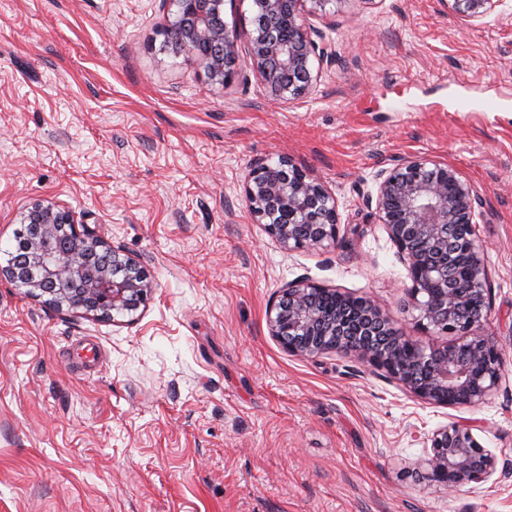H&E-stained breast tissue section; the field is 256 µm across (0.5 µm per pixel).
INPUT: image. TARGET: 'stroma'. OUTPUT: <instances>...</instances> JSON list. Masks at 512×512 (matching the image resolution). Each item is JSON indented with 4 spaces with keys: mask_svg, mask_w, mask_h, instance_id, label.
<instances>
[{
    "mask_svg": "<svg viewBox=\"0 0 512 512\" xmlns=\"http://www.w3.org/2000/svg\"><path fill=\"white\" fill-rule=\"evenodd\" d=\"M161 0H0V266L33 202L72 210L155 285L140 316L57 310L0 279V512H512V0L486 23L442 0H361L304 99L228 88L162 47ZM476 104L456 112V101ZM420 154L475 186L499 389L421 402L353 357L301 358L267 310L309 279L370 296L422 342L410 281L366 204ZM288 157L320 176L337 245L288 252L242 182ZM468 421L486 480L430 483L428 435Z\"/></svg>",
    "mask_w": 512,
    "mask_h": 512,
    "instance_id": "obj_1",
    "label": "stroma"
}]
</instances>
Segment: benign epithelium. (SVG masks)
I'll list each match as a JSON object with an SVG mask.
<instances>
[{"label": "benign epithelium", "instance_id": "1", "mask_svg": "<svg viewBox=\"0 0 512 512\" xmlns=\"http://www.w3.org/2000/svg\"><path fill=\"white\" fill-rule=\"evenodd\" d=\"M177 11L163 29L164 45L195 63L214 85L227 88L238 72V25L224 20L225 0H173ZM345 0H254L248 32L249 69L276 101L311 94L312 60L333 58L332 41L306 17ZM504 0H448V14L467 22L487 18ZM374 216L395 246L411 286L405 307L417 324L448 340L423 345L401 333L370 296L336 292L309 279L289 282L270 304L267 326L290 355L338 352L385 373L416 399L438 406H473L498 387L503 368L497 338L482 330L490 312L488 274L476 235L478 196L453 165L423 155L398 160L374 175ZM254 218L287 251L316 250L339 238L338 202L317 176L286 157L275 165L255 162L242 183ZM23 223L35 237L0 268V277L29 293L48 296L100 317L132 314L148 304L153 282L132 258L112 253L80 293L64 285L82 275L103 242L78 228L75 213L55 201L32 204ZM61 224L72 235L61 240ZM430 481L450 491L492 475L495 457L481 448L468 423H452L430 436Z\"/></svg>", "mask_w": 512, "mask_h": 512}]
</instances>
